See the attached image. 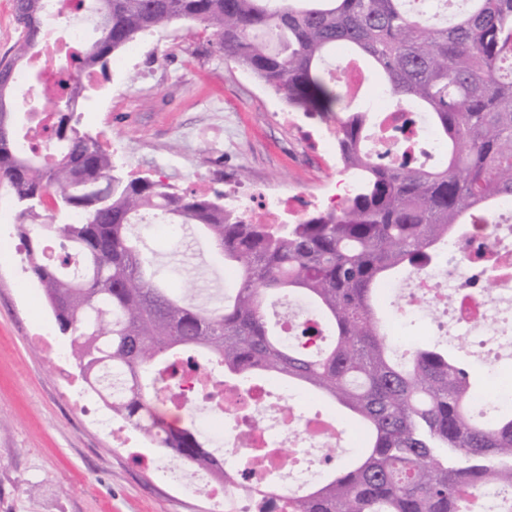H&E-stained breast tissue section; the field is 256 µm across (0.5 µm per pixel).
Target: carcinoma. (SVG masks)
Listing matches in <instances>:
<instances>
[{"instance_id":"1","label":"carcinoma","mask_w":512,"mask_h":512,"mask_svg":"<svg viewBox=\"0 0 512 512\" xmlns=\"http://www.w3.org/2000/svg\"><path fill=\"white\" fill-rule=\"evenodd\" d=\"M97 20L91 47L69 57L63 95L42 116V146L25 150V122L0 134V187L20 207L17 233L89 389L112 373L109 408L186 474L224 473L194 425L166 418L162 386L197 369L181 350L209 356L205 375L276 376L328 397L363 430L364 447L283 512H464L465 488L512 487V414L477 421L469 368L436 348L400 361L373 307L402 265L434 256L466 218L512 197V0H78ZM47 0H13L20 29L0 58L8 94L44 32ZM210 32L227 61L294 110L335 127L343 169L359 177L338 207L284 228L247 222L226 195L178 192L164 177L123 176L112 152L81 128L82 77L106 73L129 43L172 22ZM369 61L391 103L426 113L445 147L430 167L406 155L375 159L362 144L371 109L329 77L338 48ZM148 211L200 229L235 270L234 294L189 303L158 282L154 253L133 226ZM51 212L55 222L43 221ZM79 213L80 224L70 217ZM289 294L319 314L288 342L268 306Z\"/></svg>"}]
</instances>
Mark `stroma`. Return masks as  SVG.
I'll return each instance as SVG.
<instances>
[{
  "mask_svg": "<svg viewBox=\"0 0 512 512\" xmlns=\"http://www.w3.org/2000/svg\"><path fill=\"white\" fill-rule=\"evenodd\" d=\"M81 125L105 148L124 151L122 171L165 173L181 190L240 194L279 187L297 215L328 207L353 185L333 145L319 142V119L294 112L256 78L224 59L208 32L186 21L149 34L139 63L122 79L94 75ZM171 287L231 288L210 244L143 235ZM27 270L15 221L0 222V512H213L163 481L148 464L155 448L130 445L85 415L98 405Z\"/></svg>",
  "mask_w": 512,
  "mask_h": 512,
  "instance_id": "1",
  "label": "stroma"
}]
</instances>
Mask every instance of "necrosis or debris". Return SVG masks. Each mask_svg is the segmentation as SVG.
<instances>
[{
  "mask_svg": "<svg viewBox=\"0 0 512 512\" xmlns=\"http://www.w3.org/2000/svg\"><path fill=\"white\" fill-rule=\"evenodd\" d=\"M74 12L73 0H51L45 37L36 52L48 59L41 73L43 97H52L58 80L57 61L67 59L73 47L85 46L90 36V20L75 17L64 40H56L55 19L59 11ZM374 104L378 118L365 140L374 155L399 158L409 150L420 159L436 160L439 138L421 112H402L377 94ZM492 223L464 224L446 242L448 266L410 270L403 282L393 321L384 326L388 342L398 352L406 347L397 321L407 315L420 317L436 332L470 337L476 360L489 372H496L501 359L512 360V200L492 205ZM263 382L242 387L227 378L202 383L197 373L185 375L173 390L162 391L161 400L178 402L186 411L195 399L210 403L224 417L225 481H216L201 472L188 481L167 462H157L159 474L179 483L183 493L213 502L217 512H269L263 497L254 495L266 486L271 472L289 469V483L277 487L284 498L301 493L320 482L329 470L327 463L316 469L299 470L298 459L312 451L334 448L342 425L335 414L312 413L305 409V397L297 392L274 406H266Z\"/></svg>",
  "mask_w": 512,
  "mask_h": 512,
  "instance_id": "obj_1",
  "label": "necrosis or debris"
}]
</instances>
